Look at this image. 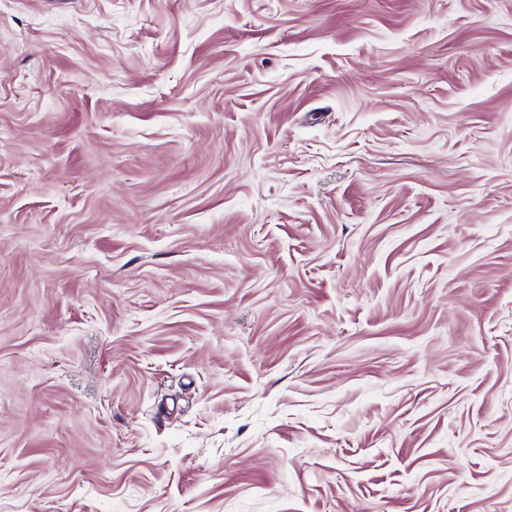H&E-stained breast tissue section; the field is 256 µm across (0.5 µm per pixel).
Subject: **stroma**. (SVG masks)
Masks as SVG:
<instances>
[{"instance_id": "obj_1", "label": "stroma", "mask_w": 512, "mask_h": 512, "mask_svg": "<svg viewBox=\"0 0 512 512\" xmlns=\"http://www.w3.org/2000/svg\"><path fill=\"white\" fill-rule=\"evenodd\" d=\"M0 512H512V0H0Z\"/></svg>"}]
</instances>
